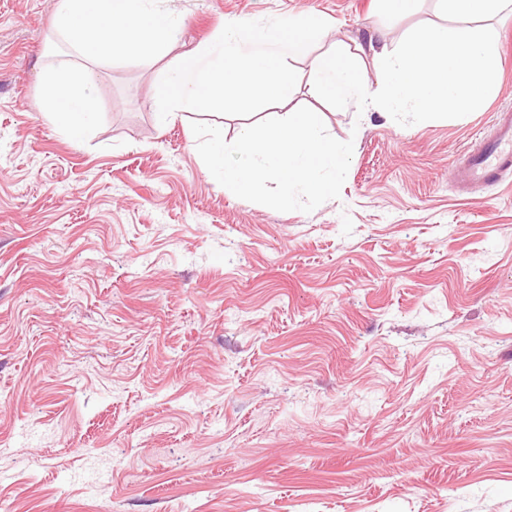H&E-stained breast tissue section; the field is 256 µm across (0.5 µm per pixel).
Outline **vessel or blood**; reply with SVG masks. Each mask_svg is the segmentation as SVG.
Wrapping results in <instances>:
<instances>
[{
  "label": "vessel or blood",
  "instance_id": "obj_1",
  "mask_svg": "<svg viewBox=\"0 0 512 512\" xmlns=\"http://www.w3.org/2000/svg\"><path fill=\"white\" fill-rule=\"evenodd\" d=\"M495 133L479 148L468 152L452 167L454 179L461 185H493L512 173V113L495 115Z\"/></svg>",
  "mask_w": 512,
  "mask_h": 512
}]
</instances>
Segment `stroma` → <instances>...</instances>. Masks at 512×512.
Instances as JSON below:
<instances>
[{
  "label": "stroma",
  "instance_id": "stroma-1",
  "mask_svg": "<svg viewBox=\"0 0 512 512\" xmlns=\"http://www.w3.org/2000/svg\"><path fill=\"white\" fill-rule=\"evenodd\" d=\"M56 0H0V505L7 512H512V176L452 162L512 110V14L491 19L484 111L312 98L330 41L448 25L377 0H167L168 57L98 61L81 142L44 116ZM316 13L291 61L353 140L339 198L279 212L225 195L196 114L155 122L173 56L250 21Z\"/></svg>",
  "mask_w": 512,
  "mask_h": 512
}]
</instances>
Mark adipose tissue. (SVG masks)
Wrapping results in <instances>:
<instances>
[{
	"label": "adipose tissue",
	"instance_id": "adipose-tissue-1",
	"mask_svg": "<svg viewBox=\"0 0 512 512\" xmlns=\"http://www.w3.org/2000/svg\"><path fill=\"white\" fill-rule=\"evenodd\" d=\"M161 0H57V33L73 43L75 58H57L42 72L47 120L70 140L82 141L95 112L91 67L132 49L161 56L173 42L179 18ZM449 26L411 35L404 47L371 46V62L343 43L311 61L308 92L330 103L369 100L386 110L413 109L426 120L481 111L497 92L499 58L487 22L512 11V0H441ZM384 73L371 86L370 71Z\"/></svg>",
	"mask_w": 512,
	"mask_h": 512
}]
</instances>
